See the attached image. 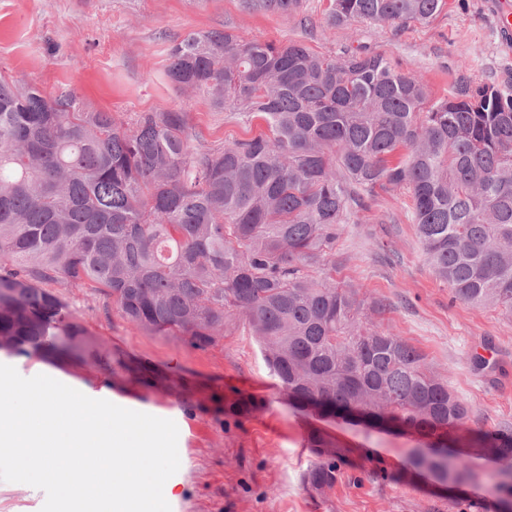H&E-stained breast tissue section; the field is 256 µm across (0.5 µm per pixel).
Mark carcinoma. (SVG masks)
Instances as JSON below:
<instances>
[{"instance_id":"1","label":"carcinoma","mask_w":512,"mask_h":512,"mask_svg":"<svg viewBox=\"0 0 512 512\" xmlns=\"http://www.w3.org/2000/svg\"><path fill=\"white\" fill-rule=\"evenodd\" d=\"M302 0H244L299 13ZM447 0H329L331 26L427 23ZM166 76L238 123L265 130L193 146L188 113L117 118L0 74V351L103 353L58 289L112 297L121 317L205 348L245 317L288 404L419 445L409 474L448 488L470 461L501 463L512 497V432H461L469 409L401 337L362 320L353 288L323 275L376 189L411 193L412 223L452 298L512 315V94L461 81L433 99L383 53H315L231 28L172 41ZM264 402L224 400L250 416ZM304 475L332 490L347 449L311 431Z\"/></svg>"}]
</instances>
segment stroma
<instances>
[{
	"label": "stroma",
	"mask_w": 512,
	"mask_h": 512,
	"mask_svg": "<svg viewBox=\"0 0 512 512\" xmlns=\"http://www.w3.org/2000/svg\"><path fill=\"white\" fill-rule=\"evenodd\" d=\"M327 0H302L298 15L250 12L242 0H0V73L57 97L73 94L92 110L127 118L178 110L207 143L245 139L260 125L228 119L206 97L176 89L165 77L169 41L191 32L236 28L279 44L303 41L314 52L364 47L384 53L448 95L457 79L512 93V35L495 22L512 0H448L426 24L402 30L376 22L329 26ZM406 190L378 191L369 220L346 225L336 244L337 283L356 289L368 318L401 336L445 378L470 409L464 431L512 430V317L452 300L432 274L409 220ZM89 336L106 344L107 371L92 354L51 360L0 351V363L21 376H51L86 386L95 399L175 421L184 495L171 512H499L496 463L477 459L474 483L451 490L428 474L403 481L418 440L289 407L244 318H230L224 336L198 349L182 336L148 333L121 318L111 298L87 289L63 295ZM491 353L487 368L472 358ZM264 399L249 418L224 413L225 397ZM318 430L349 449L336 487L321 495L304 483L317 457L306 436ZM369 455L380 471L360 467Z\"/></svg>",
	"instance_id": "35a3bbf8"
}]
</instances>
